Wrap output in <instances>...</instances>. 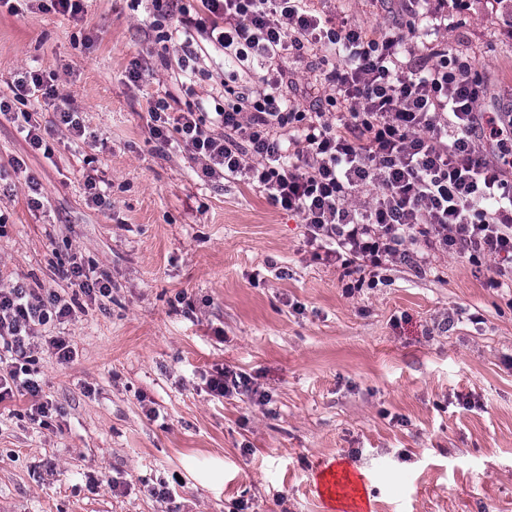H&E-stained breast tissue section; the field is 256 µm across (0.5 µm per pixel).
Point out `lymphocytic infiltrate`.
Listing matches in <instances>:
<instances>
[{
  "label": "lymphocytic infiltrate",
  "mask_w": 512,
  "mask_h": 512,
  "mask_svg": "<svg viewBox=\"0 0 512 512\" xmlns=\"http://www.w3.org/2000/svg\"><path fill=\"white\" fill-rule=\"evenodd\" d=\"M178 7L184 68L207 49L263 74L225 86L212 118L151 102L149 133L178 139L202 177L243 176L271 203L298 215L309 243L352 258L357 273L392 262L426 265L436 252L498 262L490 287L512 280V113L484 112L482 76L430 43L404 60L403 31H366L312 13L308 0H153ZM311 50L340 100L336 118L289 105L288 54ZM368 204H361V197ZM71 305L52 289L0 282V402L22 392L30 419L48 417L29 368L37 328L66 321Z\"/></svg>",
  "instance_id": "lymphocytic-infiltrate-1"
}]
</instances>
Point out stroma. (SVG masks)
<instances>
[{
	"label": "stroma",
	"instance_id": "35a3bbf8",
	"mask_svg": "<svg viewBox=\"0 0 512 512\" xmlns=\"http://www.w3.org/2000/svg\"><path fill=\"white\" fill-rule=\"evenodd\" d=\"M39 2L0 12V96L22 73L52 77L55 97L29 112L45 126L69 103L85 134L53 131L43 152L0 116V279L74 299L71 319L39 329L70 337L73 357L30 353L45 425L27 397L0 403V512H330V464L359 477L368 512H512V285L488 287L496 260L444 253L355 287L297 215L244 178L201 180L182 146L151 139L150 100L211 112L242 70L215 54L182 71L179 45L155 42L151 0H82L75 19ZM311 3L425 52L409 0ZM441 13L437 37L482 74L484 111L511 105L512 0ZM286 66L295 110L334 113L312 53ZM72 261L107 271L110 297L61 280ZM223 367L253 393L212 397Z\"/></svg>",
	"mask_w": 512,
	"mask_h": 512
}]
</instances>
